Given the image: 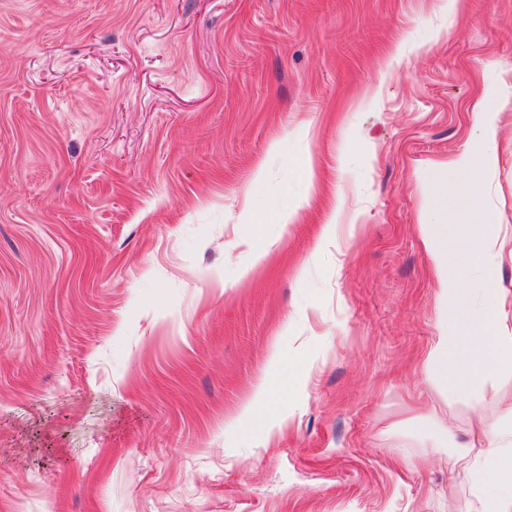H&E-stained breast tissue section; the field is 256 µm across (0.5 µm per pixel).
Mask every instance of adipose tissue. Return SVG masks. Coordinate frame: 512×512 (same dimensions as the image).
I'll list each match as a JSON object with an SVG mask.
<instances>
[{
  "label": "adipose tissue",
  "mask_w": 512,
  "mask_h": 512,
  "mask_svg": "<svg viewBox=\"0 0 512 512\" xmlns=\"http://www.w3.org/2000/svg\"><path fill=\"white\" fill-rule=\"evenodd\" d=\"M477 148L448 161L449 175L459 177L475 214L483 212L479 165L496 154V113L477 109ZM433 259L440 320L423 359L426 387L445 405L467 408L471 424L464 437L447 413L431 414L432 450L448 449L460 463L453 481L468 485L473 498L467 512H512V292L496 285L504 260L512 261V238L496 224H475L464 244L469 261L448 264V241L426 237Z\"/></svg>",
  "instance_id": "1"
}]
</instances>
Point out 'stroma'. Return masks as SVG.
I'll use <instances>...</instances> for the list:
<instances>
[{
  "label": "stroma",
  "instance_id": "35a3bbf8",
  "mask_svg": "<svg viewBox=\"0 0 512 512\" xmlns=\"http://www.w3.org/2000/svg\"><path fill=\"white\" fill-rule=\"evenodd\" d=\"M490 89L512 230V0H0V512L466 502L419 215L466 264ZM477 146L476 152H463L448 160L449 175L459 177L465 186V197L469 207L475 212L479 221H484L483 196L480 187L479 163L486 165L496 154L495 123L497 113L490 112L482 105L476 107Z\"/></svg>",
  "mask_w": 512,
  "mask_h": 512
}]
</instances>
